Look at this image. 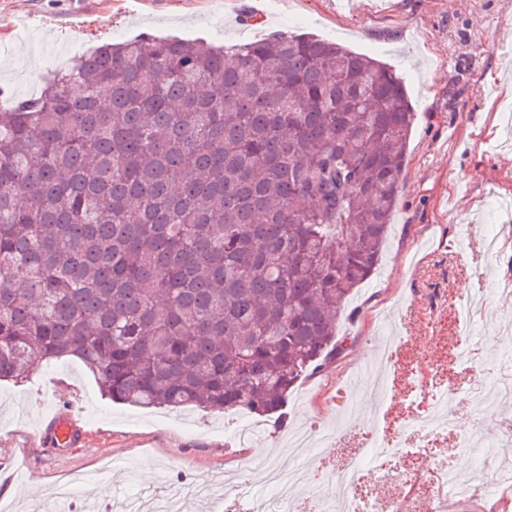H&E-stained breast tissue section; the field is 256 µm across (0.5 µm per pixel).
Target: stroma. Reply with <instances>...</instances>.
<instances>
[{"instance_id":"obj_1","label":"stroma","mask_w":512,"mask_h":512,"mask_svg":"<svg viewBox=\"0 0 512 512\" xmlns=\"http://www.w3.org/2000/svg\"><path fill=\"white\" fill-rule=\"evenodd\" d=\"M264 29L226 22L231 0H0V86L11 97L34 94L29 78H54L53 53L88 51L120 43L143 31L161 37L231 45L264 32L310 34L388 63L403 73L416 112L408 145L403 190L376 274L349 305L340 333L345 351L322 371L302 379L285 407L287 424L267 418L192 408L143 409L102 396L89 370L76 360L43 364L21 384L0 383V502L14 512H41L58 484L75 474L88 482L67 512H104L115 499L125 505L163 494L171 485L209 479L216 493L233 488L256 496L244 473L256 464L243 445L224 435L250 422L268 462L293 466L290 432L316 425L331 436L309 455L292 498L310 512L316 498L334 496L343 469L358 470V491L375 512H432L435 492L411 485L438 460L474 484L487 476L461 442L465 433L493 425L489 440L512 422V395L501 384L485 392L486 407L470 411L456 401L448 417L454 433L421 428L407 432L413 404L411 370L431 382L472 386L477 363L463 369L454 349L473 338L486 355L512 344V0H387L384 10L343 0H254ZM382 362L385 417L374 421L369 400L350 384L363 367ZM380 361V360H379ZM70 406L84 429L75 448L37 445L41 421L57 406ZM421 448L370 461L356 450L366 436Z\"/></svg>"}]
</instances>
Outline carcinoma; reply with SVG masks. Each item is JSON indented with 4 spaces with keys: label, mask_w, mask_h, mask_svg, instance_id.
Segmentation results:
<instances>
[{
    "label": "carcinoma",
    "mask_w": 512,
    "mask_h": 512,
    "mask_svg": "<svg viewBox=\"0 0 512 512\" xmlns=\"http://www.w3.org/2000/svg\"><path fill=\"white\" fill-rule=\"evenodd\" d=\"M414 121L395 70L309 35L81 55L0 109V381L73 357L116 403L280 412L344 352Z\"/></svg>",
    "instance_id": "cac0c4a2"
}]
</instances>
